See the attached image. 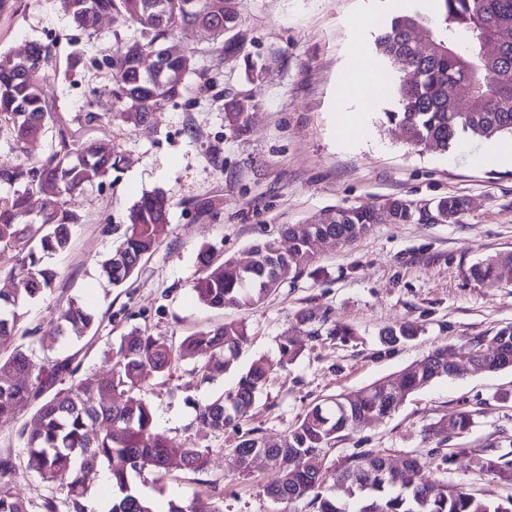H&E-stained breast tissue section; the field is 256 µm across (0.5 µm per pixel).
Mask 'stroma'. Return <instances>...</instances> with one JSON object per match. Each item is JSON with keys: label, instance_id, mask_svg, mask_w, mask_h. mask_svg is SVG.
Returning <instances> with one entry per match:
<instances>
[{"label": "stroma", "instance_id": "35a3bbf8", "mask_svg": "<svg viewBox=\"0 0 512 512\" xmlns=\"http://www.w3.org/2000/svg\"><path fill=\"white\" fill-rule=\"evenodd\" d=\"M364 6V0H237L232 34L238 52L225 55L223 40L197 29L192 44L205 76L191 78L186 94L163 103L149 129L113 117L119 101L106 57L135 38L133 27L106 20L78 30L59 0H7L0 8L1 54H21L34 41L57 52L45 84L55 114L43 134L25 144L23 158L42 160L64 141L73 149L105 143L121 157L119 170L79 199L81 220L71 228L70 244L49 260L57 272L52 292L23 306L25 326L45 330L56 311L82 300L97 317L95 336L34 350L33 362L74 353L80 377L102 379L112 370L109 348L131 329L176 343L227 320H246L250 328L235 369L214 379H203L189 362L170 376L147 377L143 395L157 432L208 457L200 474L175 465L160 481L148 471L136 477L155 512L197 497L219 500L223 512H315L305 500L264 496L261 487L272 476L264 462L238 467L234 448L242 428L214 433L196 418L200 406L234 388L254 359L278 358L299 310L328 311L351 333L292 337L302 353L269 382L244 426L273 442L329 396L395 376L438 347L467 355L470 338L512 325V285L468 275L477 261L512 252V167L475 165L478 139L445 153L412 147L381 121L382 111L398 107L392 96L381 111L366 113L362 137L346 142L339 135L336 91ZM244 96L253 109L239 134L226 126L224 110ZM153 191L170 203L159 246L125 284L112 286L99 263L120 243L131 207ZM448 194L469 202L461 223L377 224L351 245L314 243L311 272L284 281L252 309H210L194 296L204 273L202 247L222 260L278 225L315 224L339 207L393 197L423 203ZM203 203L208 211H200ZM397 322L413 323L418 336L384 346L380 329ZM462 410L473 416L469 432L446 439L428 434L431 423ZM485 447L512 452V368L469 369L438 380L405 396L384 421L337 439L325 454L332 467L360 448L380 449L394 465L414 455L429 481L511 502L512 483L442 462L459 449Z\"/></svg>", "mask_w": 512, "mask_h": 512}]
</instances>
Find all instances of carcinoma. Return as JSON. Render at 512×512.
<instances>
[{
	"label": "carcinoma",
	"instance_id": "1",
	"mask_svg": "<svg viewBox=\"0 0 512 512\" xmlns=\"http://www.w3.org/2000/svg\"><path fill=\"white\" fill-rule=\"evenodd\" d=\"M235 2L61 0V5L71 23L84 31L95 29L105 18L139 30V39L111 48L107 60L121 102L117 117L147 128L163 101L187 90V75L195 70L189 43L192 33L198 28L219 36L230 32L237 21ZM508 34H512V0H437L431 19L413 12L394 14L375 40L378 53L404 71L403 79L390 89L398 97V109L385 112V121L399 126L414 147H437L444 152L464 136L512 135V39L506 38ZM31 49V73L22 61L0 55V119L10 124L16 146L40 136L47 115L53 112L42 81L52 47L34 43ZM152 55L164 58L163 70L143 66ZM252 108L249 98L236 99L224 113V121L230 129L243 132ZM119 163L118 155L105 145L88 143L73 151L63 143L35 166L24 159L0 164V185L25 183L24 191L0 197V248L21 255L6 275L11 287L0 288L1 343L20 331L40 347L51 348L73 335L80 338L94 331L96 316L76 300L51 320L49 331L24 330V312L18 303L52 291L56 273L45 257L68 246L69 226L79 220V198L102 184ZM47 185L55 192L44 199L33 223L30 191ZM467 208L466 198L453 194L427 206L394 198L379 205L339 207L326 224H281L276 232L222 262L204 247L198 259L205 275L194 285V292L201 304L212 309H248L276 292L287 277L298 278L312 266L314 238L350 245L374 224H456ZM168 209L161 193L146 194L133 206L123 241L102 261V271L112 285L123 284L157 249ZM469 275L478 281L512 284V253L471 265ZM293 334L315 339L351 332L327 314L307 308L297 313ZM416 335L418 328L405 322L379 332L387 346ZM248 341L243 319L188 335L176 345L133 329L108 352L113 359L111 378L98 382L74 379L81 367L74 354L38 369L18 348L0 358V424L16 422L22 411L35 406L31 425L18 429L23 444L19 465L0 460V512H93L88 491L104 462L118 490L109 512H153L150 502L132 487L131 473L149 470L164 476L174 459L184 462V469L200 473L208 462L203 450L156 432L152 409L140 395L146 376L165 377L180 362L195 360L196 370L208 379L226 371ZM469 351L485 371L511 367L512 325L492 336L473 338ZM300 352L290 338L281 345L277 359L253 360L234 392L218 395L199 410L201 424L222 432L252 416L271 375L287 368ZM457 375V367L448 363V348H436L391 381L314 404L278 443L267 441L256 429L242 434L234 448L239 467L246 470L253 457L266 455L274 475L263 493L275 501L308 499L316 512H512L511 507L478 498L464 487L427 481L415 456L406 457L396 472L385 467L387 459L374 448L353 453L332 473L326 466L323 450L341 433L362 421L381 420L399 407L387 393L388 385H397L407 395ZM472 424V414L452 412L430 424L428 433L446 438L466 432ZM448 461L464 470L512 481V463L491 449H464L443 458ZM18 466L45 488L39 501L20 499L11 492V477ZM169 512L223 510L215 502L196 498L172 504Z\"/></svg>",
	"mask_w": 512,
	"mask_h": 512
}]
</instances>
